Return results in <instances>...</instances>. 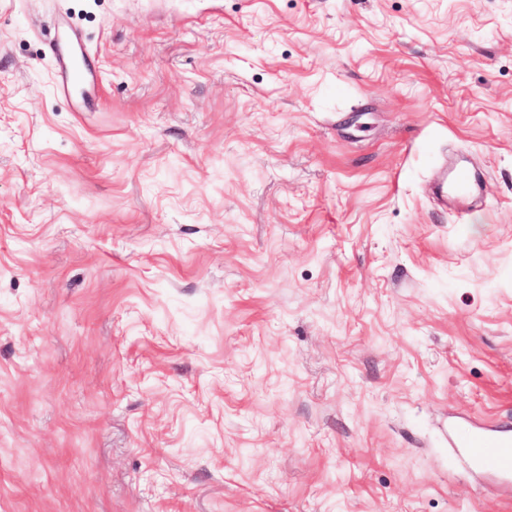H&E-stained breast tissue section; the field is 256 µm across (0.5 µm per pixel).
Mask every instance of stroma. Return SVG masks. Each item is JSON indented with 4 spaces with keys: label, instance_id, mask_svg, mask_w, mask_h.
<instances>
[{
    "label": "stroma",
    "instance_id": "stroma-1",
    "mask_svg": "<svg viewBox=\"0 0 512 512\" xmlns=\"http://www.w3.org/2000/svg\"><path fill=\"white\" fill-rule=\"evenodd\" d=\"M476 426L512 0H0V512H512ZM59 65L65 75L60 87L64 95L71 94L75 87L86 82L85 72L75 64L60 58Z\"/></svg>",
    "mask_w": 512,
    "mask_h": 512
}]
</instances>
